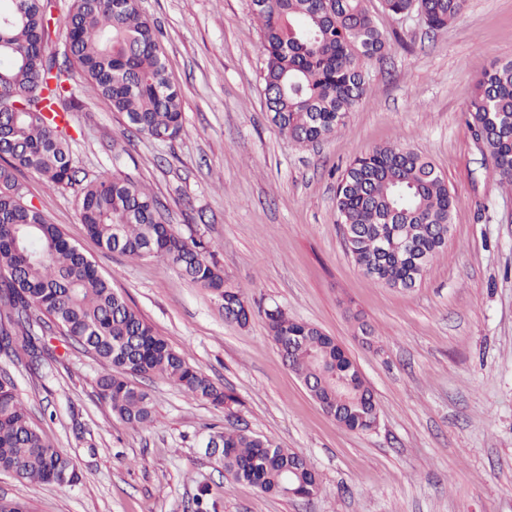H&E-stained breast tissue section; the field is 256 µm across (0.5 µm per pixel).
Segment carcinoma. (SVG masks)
I'll return each instance as SVG.
<instances>
[{"mask_svg":"<svg viewBox=\"0 0 512 512\" xmlns=\"http://www.w3.org/2000/svg\"><path fill=\"white\" fill-rule=\"evenodd\" d=\"M369 0H262L252 8L261 24L262 73L272 122L299 145L317 143L345 124L369 94L365 61L380 58L386 38ZM392 17L420 16L433 31L448 28L465 0H380ZM45 0H0V335L5 352L22 354L38 373L55 360L44 330L93 353L110 368L97 380L112 414L146 429L155 411L131 377L164 378L214 407L231 409L236 397L189 364L112 288L95 263L63 230L24 199L19 175H37L52 189L80 186L81 222L100 247L128 258L155 257L211 294L224 318L246 324L252 314L242 290L228 285L211 247L178 236L161 223L160 203L137 182L114 176L83 182L73 167L61 112L79 106L72 69L86 77L84 94L110 102L127 128L152 140L176 138L183 104L159 45V31L136 0H74L64 30L51 29ZM65 42L64 60L51 48ZM467 121L499 184L512 189V59L494 63L477 79ZM337 223L356 237L348 252L369 279L390 288H412L426 268L402 252L383 255L382 233L415 245L431 263L447 247L455 198L425 155L392 146L354 159L339 175ZM270 337L306 390L333 418L354 432L377 419L376 400L361 371L335 338L297 321L279 307L264 311ZM225 476L263 493L317 494L306 458L235 426L211 434ZM0 472L35 484L73 487L81 474L54 448L16 393L0 376ZM195 512H217L207 486Z\"/></svg>","mask_w":512,"mask_h":512,"instance_id":"cac0c4a2","label":"carcinoma"}]
</instances>
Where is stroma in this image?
<instances>
[{
  "label": "stroma",
  "mask_w": 512,
  "mask_h": 512,
  "mask_svg": "<svg viewBox=\"0 0 512 512\" xmlns=\"http://www.w3.org/2000/svg\"><path fill=\"white\" fill-rule=\"evenodd\" d=\"M138 5L160 31L183 129L166 142L130 133L109 102L85 97L70 114L73 164L89 179L120 173L152 190L166 223L211 244L226 282L248 299L249 322H226L211 295L161 259L103 251L80 220L77 188L52 190L28 173L21 181L155 333L238 403L227 412L145 378L156 421L135 431L97 394L104 366L61 336L45 378L1 353L0 374L84 479L62 489L0 474V497L31 512H192L207 484L218 512H512V191L493 176L465 114L476 79L512 59V0H467L439 33L371 0L388 38L383 58L364 65L372 92L307 147L271 121L251 0ZM384 145L427 156L456 198L445 251L410 289L365 277L336 222L339 175ZM274 305L356 361L375 394L376 429L352 432L322 412L269 335L264 311ZM356 312L372 345L358 339ZM231 422L304 455L318 494L228 484L201 441Z\"/></svg>",
  "instance_id": "obj_1"
}]
</instances>
